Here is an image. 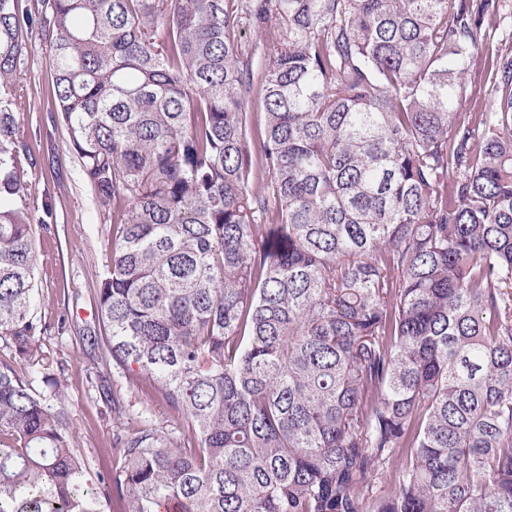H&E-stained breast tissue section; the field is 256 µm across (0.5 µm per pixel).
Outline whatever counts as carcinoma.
Returning <instances> with one entry per match:
<instances>
[{
    "mask_svg": "<svg viewBox=\"0 0 512 512\" xmlns=\"http://www.w3.org/2000/svg\"><path fill=\"white\" fill-rule=\"evenodd\" d=\"M500 9L0 0V512H512V46L483 137L458 116ZM274 20L256 63L235 29ZM33 28L117 217L91 344L172 420L112 434L110 481L33 319Z\"/></svg>",
    "mask_w": 512,
    "mask_h": 512,
    "instance_id": "cac0c4a2",
    "label": "carcinoma"
}]
</instances>
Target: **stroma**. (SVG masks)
<instances>
[{
	"instance_id": "1",
	"label": "stroma",
	"mask_w": 512,
	"mask_h": 512,
	"mask_svg": "<svg viewBox=\"0 0 512 512\" xmlns=\"http://www.w3.org/2000/svg\"><path fill=\"white\" fill-rule=\"evenodd\" d=\"M28 43L16 118L32 159L25 205L36 229V317L46 327L41 343L50 370L64 374L79 446L92 470L108 475L113 459L106 449L116 420L103 391L112 385V367L94 353L85 335L95 326V290L105 271L114 220L97 207L81 176L53 98L49 47L35 33ZM61 320L66 323L62 330L57 327Z\"/></svg>"
}]
</instances>
